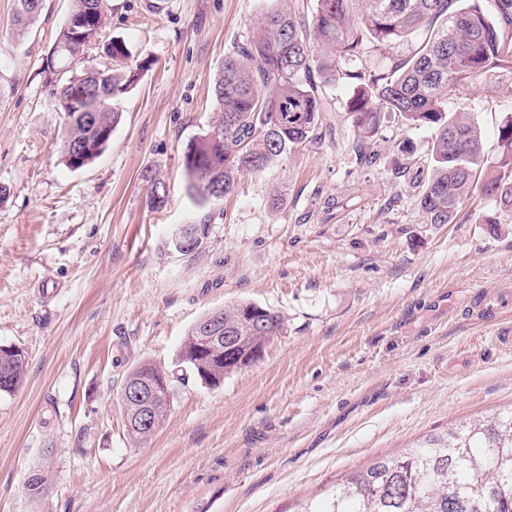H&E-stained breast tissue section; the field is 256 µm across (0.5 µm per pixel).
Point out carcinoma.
Returning a JSON list of instances; mask_svg holds the SVG:
<instances>
[{
	"label": "carcinoma",
	"instance_id": "1",
	"mask_svg": "<svg viewBox=\"0 0 512 512\" xmlns=\"http://www.w3.org/2000/svg\"><path fill=\"white\" fill-rule=\"evenodd\" d=\"M109 0H72L43 64L59 100L84 98L83 110L65 115L62 159L78 169L107 146L121 113L112 105L136 81L124 69L126 45H105L111 65L73 71L89 42L108 23ZM273 7L252 35L224 59L214 84L218 114L211 132L189 144L183 170L187 190L199 204L229 194L246 171L257 173L314 133L325 103L318 87H349L346 112L360 143L374 140L386 113L409 128L433 130L431 170L419 205L431 224H450L463 195L512 208V116L499 129V170L480 178L484 162L481 132L465 112L453 108L461 89L492 86L497 70L512 66V0H493L494 18L479 0H295ZM43 0H17L16 22L37 20ZM412 37L411 55L374 61L381 45ZM94 152L79 154L77 146ZM224 326L242 337L238 353L252 360L266 337L285 329L282 316L251 302L224 306ZM21 353L0 348V386L11 394L24 380ZM236 371L234 362L195 356L179 349L172 382L192 374L210 387ZM53 471L44 461L28 480L30 498L49 489ZM302 512H512V409L458 424L442 434L386 455L336 481L322 503L307 501Z\"/></svg>",
	"mask_w": 512,
	"mask_h": 512
}]
</instances>
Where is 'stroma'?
<instances>
[{
  "instance_id": "35a3bbf8",
  "label": "stroma",
  "mask_w": 512,
  "mask_h": 512,
  "mask_svg": "<svg viewBox=\"0 0 512 512\" xmlns=\"http://www.w3.org/2000/svg\"><path fill=\"white\" fill-rule=\"evenodd\" d=\"M272 4L111 0L83 62L105 64L117 39L139 79L105 151L72 170L42 71L71 0H44L24 31L0 0V345L26 354L22 385L0 395V512H300L350 471L512 407L503 326L457 313L465 294L512 291V209L472 193L454 223H427L430 130L384 119L361 161L350 91L328 88L311 141L221 201L189 196L183 154L211 129L215 78ZM461 103L496 168L512 69ZM202 222L200 249L178 252L181 225ZM237 301L280 313L283 333L218 388L176 385L151 442L131 446L128 370L173 366L191 326ZM48 448L53 482L34 500Z\"/></svg>"
}]
</instances>
